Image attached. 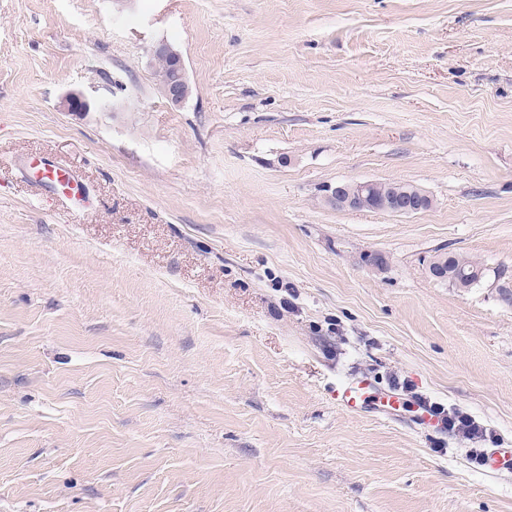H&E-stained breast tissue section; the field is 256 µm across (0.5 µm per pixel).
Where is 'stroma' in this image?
Wrapping results in <instances>:
<instances>
[{
	"mask_svg": "<svg viewBox=\"0 0 512 512\" xmlns=\"http://www.w3.org/2000/svg\"><path fill=\"white\" fill-rule=\"evenodd\" d=\"M510 292L512 0H0V512H512ZM396 378L485 440L332 396ZM152 63L155 64V79H164L176 73L175 80L163 85V94L173 105H181L188 95L189 83L186 77V68L182 55L173 44L160 41L152 46L150 50ZM159 57H166L160 58ZM168 58V59H167ZM175 62V70L170 60ZM157 60V61H156ZM156 61V62H155ZM38 166L41 180L45 186H49L67 198L77 197L80 192L79 183L71 169L44 163ZM396 182H379L378 196L393 191ZM376 181H348L344 184L326 186L324 201L338 211H359L369 206L372 210L398 215H411L421 212L431 200L421 189L412 187L401 190L396 196L375 197ZM432 262H437L439 266H442L445 271L444 275H446L442 280H448V282V274H450V272L455 273L457 276L467 275L469 276V283L472 284L473 288L486 276L487 269L480 261L460 253H439L433 257Z\"/></svg>",
	"mask_w": 512,
	"mask_h": 512,
	"instance_id": "stroma-1",
	"label": "stroma"
}]
</instances>
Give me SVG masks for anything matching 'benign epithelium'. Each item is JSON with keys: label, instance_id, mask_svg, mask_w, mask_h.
I'll return each mask as SVG.
<instances>
[{"label": "benign epithelium", "instance_id": "1", "mask_svg": "<svg viewBox=\"0 0 512 512\" xmlns=\"http://www.w3.org/2000/svg\"><path fill=\"white\" fill-rule=\"evenodd\" d=\"M152 60L166 57L175 62L176 78L163 85V94L173 105H181L188 95L189 83L182 55L174 45L160 41L150 50ZM66 112H86L90 103L81 91H69L60 101ZM374 181H348L344 184L329 185L324 189V201L338 211H359L367 206L375 211L398 215H411L422 211L430 197L421 189L412 187L401 190L395 196L376 197Z\"/></svg>", "mask_w": 512, "mask_h": 512}]
</instances>
